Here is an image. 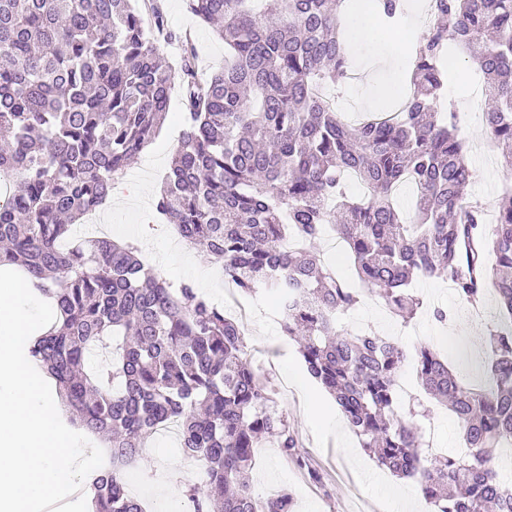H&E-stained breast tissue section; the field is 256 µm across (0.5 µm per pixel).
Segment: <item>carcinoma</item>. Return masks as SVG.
I'll return each instance as SVG.
<instances>
[{"label": "carcinoma", "instance_id": "cac0c4a2", "mask_svg": "<svg viewBox=\"0 0 512 512\" xmlns=\"http://www.w3.org/2000/svg\"><path fill=\"white\" fill-rule=\"evenodd\" d=\"M349 2L186 0L224 40V68L200 78L193 40L167 25L163 0H0V174L20 183L0 197V268L22 272L54 312L27 359L55 382L67 422L105 440L92 512H143L124 468L171 422L204 473L190 488L194 512H291L293 503L286 491L253 493V449L274 437L295 457L298 444L224 308L190 282L168 283L133 244L58 248L161 128L174 73L158 33L180 47L186 121L157 213L240 293L281 299L307 373L377 464L414 480L428 512H512V484L493 465L512 442V191L486 223L466 197L475 171L458 111L441 106L446 57L463 50L494 97L484 129L512 176V0H433L428 36L404 60L411 95L399 111L355 124L319 91L348 76ZM408 7L367 5L385 26L401 24ZM348 172L367 196L348 195ZM405 184L415 188L411 224L392 202ZM327 225L360 283L404 320L420 305L409 291L417 276L451 283L475 306L494 290L489 387L464 382L429 346L416 354L421 389L460 423L466 457L429 456L419 426L401 415L404 347L342 325L360 294L308 247ZM290 229L301 245L285 251Z\"/></svg>", "mask_w": 512, "mask_h": 512}]
</instances>
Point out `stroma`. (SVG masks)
I'll return each instance as SVG.
<instances>
[{"mask_svg":"<svg viewBox=\"0 0 512 512\" xmlns=\"http://www.w3.org/2000/svg\"><path fill=\"white\" fill-rule=\"evenodd\" d=\"M164 6L170 27L192 31L199 74L205 76L223 67L224 42L213 29L188 12L183 0H164ZM382 56L401 62L400 43L355 47L354 61L344 81L349 88L343 96L348 108L345 120L357 121L364 113L353 99L352 89L369 95L377 91L381 73L372 61ZM179 98V89H172L168 117L158 135L117 176L111 197L100 209L114 229V241L146 244L160 256L169 246L173 227L157 218L151 204L163 186L180 142L183 123ZM470 160L476 177L468 189L469 196L497 202L504 185L498 159L486 163L474 154ZM412 287L421 306L410 322H402L367 295L343 316V324L354 333L371 330L397 338L410 352L423 344L433 345L468 380L482 381L487 355L486 328L494 315L492 303H485L474 314L463 309L447 282L419 278ZM237 304L244 308L249 321L245 341L252 365L299 442L294 457L285 456L272 439L256 449L251 473L255 494L264 498L288 490L294 497L296 512H386V495L395 491L408 498L414 507H423L416 486L379 470L357 437L341 444L328 433L323 422L314 418L310 402L324 396L325 391L307 373L296 344L283 335L273 297L260 292L239 297ZM437 307L447 310L446 323L434 319L433 310ZM425 407V416L417 417L416 422L443 454L462 447L460 426L448 409L432 401L426 402ZM196 473L193 462L184 458L178 439L156 436L149 438L144 452L125 470L128 488L146 512H193L188 489L195 484Z\"/></svg>","mask_w":512,"mask_h":512,"instance_id":"stroma-1","label":"stroma"}]
</instances>
